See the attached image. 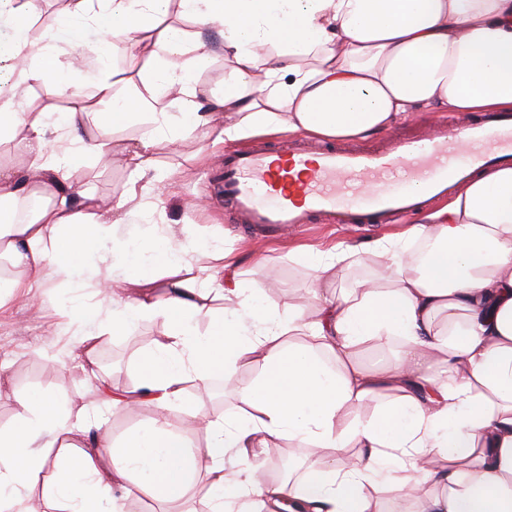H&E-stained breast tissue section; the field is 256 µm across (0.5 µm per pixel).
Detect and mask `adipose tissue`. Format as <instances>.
Here are the masks:
<instances>
[{
    "label": "adipose tissue",
    "instance_id": "obj_1",
    "mask_svg": "<svg viewBox=\"0 0 512 512\" xmlns=\"http://www.w3.org/2000/svg\"><path fill=\"white\" fill-rule=\"evenodd\" d=\"M72 0L70 19L37 16L33 0L0 14L11 37L0 61L11 62L17 90L0 93V136L18 134L27 171L0 164V259L11 276L1 296L27 295L48 270L83 280L81 258L114 235L111 209L75 204L72 154L105 158L111 114L83 137L91 104L111 103L128 122L161 124L156 98L119 99L109 77L94 81L91 100L60 72L56 58L31 35L44 32L74 47L86 28L110 16L109 34L130 54L148 50L156 82L176 95L181 125H209L232 140L257 129L285 128L323 138L381 132L415 108L485 112L512 109V0H179L195 25L188 31L156 22L168 0ZM221 41L204 40L200 29ZM224 56V93L200 105L195 73ZM38 83L76 98L61 114L27 111L21 86ZM382 274L334 295L344 254L314 267V313L289 307L254 313L223 249L209 253L208 285L185 283L188 245L170 234L163 247L145 244L134 260L148 273L97 272V301L132 283L137 293L113 310L105 327L80 333L83 355L100 336L125 334L134 321L161 317L167 338L139 364L136 391L112 396L130 407L150 400L162 415L147 430L114 444L87 408L52 397H21L15 423L0 428V512H27L21 491L44 483L55 466L60 512H100L116 485L180 504L199 473L210 478L211 512H267L282 497L314 512H382L390 488L413 512H512V167L480 172L426 223L377 242ZM224 303L216 314L212 303ZM205 320L209 335L194 324ZM286 336L302 337L284 346ZM399 341L401 357L372 371L359 361L366 344ZM260 363L258 378L237 394L248 412L228 421L199 410L206 444L196 448L164 417L182 399L187 380L208 388L213 377ZM381 398L380 415L352 409ZM80 433L84 450L63 451ZM288 437L317 448L308 477L288 487L264 484L257 473L224 468L228 452ZM359 461L337 466L344 449Z\"/></svg>",
    "mask_w": 512,
    "mask_h": 512
}]
</instances>
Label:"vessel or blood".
I'll return each mask as SVG.
<instances>
[{"label":"vessel or blood","instance_id":"1","mask_svg":"<svg viewBox=\"0 0 512 512\" xmlns=\"http://www.w3.org/2000/svg\"><path fill=\"white\" fill-rule=\"evenodd\" d=\"M509 163L512 114L487 112L476 121L445 118L428 136L373 151L299 142L229 151L214 182L237 223L285 233L320 215L346 227L388 224Z\"/></svg>","mask_w":512,"mask_h":512}]
</instances>
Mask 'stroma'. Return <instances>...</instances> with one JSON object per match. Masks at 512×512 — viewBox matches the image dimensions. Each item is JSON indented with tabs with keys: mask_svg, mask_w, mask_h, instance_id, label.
<instances>
[{
	"mask_svg": "<svg viewBox=\"0 0 512 512\" xmlns=\"http://www.w3.org/2000/svg\"><path fill=\"white\" fill-rule=\"evenodd\" d=\"M63 74L73 83L92 93V79L114 74L117 96L149 95L150 78L155 62L142 56L135 69L126 65L125 49L114 46L109 64H101L90 50H77L66 44L46 41ZM440 119L439 113L417 109L399 120L390 131L361 140V147L380 146L394 136H423ZM143 127L121 123L112 128V159L101 162L84 156L72 170L77 191L98 199L119 201L132 190L149 187L161 193L159 205L145 206L120 225L119 237L133 243L148 238H164L167 229H189L186 242L196 251V264H206L203 254L207 245L219 241L238 260L239 277L248 290L254 291L260 308L287 310L298 298H309L313 287L310 253L336 245L351 252L356 262L347 269L341 282L349 287L354 281L374 277L382 270L375 243L399 232L396 224H361L343 229L321 221L281 235L267 236L261 229L229 223L223 203L211 194L209 174L223 161V145L214 144L208 128L198 127L161 142L154 153L155 168L147 178L132 174L125 159V145L134 143ZM91 291L89 282L73 283L60 276L33 289L28 300L0 305V427L13 425L15 399L19 396H55L70 404L95 407L106 421L114 443H121L131 432L148 428L158 412L154 405L133 408L97 404L96 391L107 386L125 392L139 383L141 357L155 348L168 331L163 319L141 320L125 336L100 337L92 358H85L76 345L77 327L58 332L62 314L75 301ZM218 406L225 416L238 419L243 415L232 385L220 390L202 391L186 388L182 402L172 405L167 418L196 445H203L193 414L197 409Z\"/></svg>",
	"mask_w": 512,
	"mask_h": 512,
	"instance_id": "obj_1",
	"label": "stroma"
}]
</instances>
